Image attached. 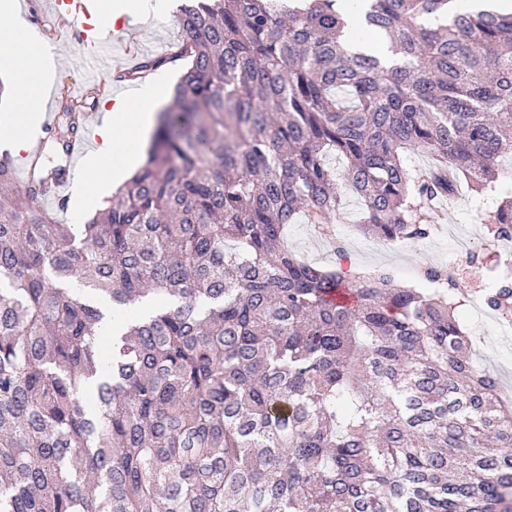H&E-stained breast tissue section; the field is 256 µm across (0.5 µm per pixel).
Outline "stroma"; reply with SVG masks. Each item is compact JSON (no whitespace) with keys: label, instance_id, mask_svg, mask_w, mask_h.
<instances>
[{"label":"stroma","instance_id":"obj_1","mask_svg":"<svg viewBox=\"0 0 512 512\" xmlns=\"http://www.w3.org/2000/svg\"><path fill=\"white\" fill-rule=\"evenodd\" d=\"M179 3L169 0L167 9L148 12L128 26V35L140 44L144 54L165 53L177 40L175 14ZM503 167L505 172L493 190L479 194L463 190L452 199L436 202L428 213L435 231L419 243L387 245L360 234L355 226L362 218V205L350 192L343 197L341 215L331 224L328 238L317 237L313 225L301 220L289 225L285 243L305 260L326 268L343 260L363 269L390 270L402 286L417 284L426 268L451 266L456 272V294L468 302L486 289L485 262L461 254L455 239L466 235L480 243L486 241V214L512 196V154L504 159ZM459 316L475 335L476 363L496 374L502 393L512 394V339L501 335L494 312L486 309L478 313L466 305Z\"/></svg>","mask_w":512,"mask_h":512}]
</instances>
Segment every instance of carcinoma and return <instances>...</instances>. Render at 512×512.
Masks as SVG:
<instances>
[{
    "instance_id": "1",
    "label": "carcinoma",
    "mask_w": 512,
    "mask_h": 512,
    "mask_svg": "<svg viewBox=\"0 0 512 512\" xmlns=\"http://www.w3.org/2000/svg\"><path fill=\"white\" fill-rule=\"evenodd\" d=\"M343 2L184 0L180 40L129 75L185 62L149 158L82 224L35 205L62 166L23 190L0 156V512H512V405L455 280L396 288L284 245L300 212L339 218L341 183L396 244L497 181L512 13L364 0L386 65L350 51ZM94 94H60L57 155ZM488 224L512 234V198ZM484 304L512 309V279Z\"/></svg>"
}]
</instances>
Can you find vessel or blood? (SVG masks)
<instances>
[{"mask_svg": "<svg viewBox=\"0 0 512 512\" xmlns=\"http://www.w3.org/2000/svg\"><path fill=\"white\" fill-rule=\"evenodd\" d=\"M95 16L96 0H47V7L41 10L37 24L47 27L50 46L58 48L70 41L83 57L100 61L111 57L114 43L98 32L94 25ZM101 125L99 113L85 114L84 133L69 142L65 157L66 172L50 199L51 205H64L72 196L79 161L99 144L97 131Z\"/></svg>", "mask_w": 512, "mask_h": 512, "instance_id": "vessel-or-blood-1", "label": "vessel or blood"}]
</instances>
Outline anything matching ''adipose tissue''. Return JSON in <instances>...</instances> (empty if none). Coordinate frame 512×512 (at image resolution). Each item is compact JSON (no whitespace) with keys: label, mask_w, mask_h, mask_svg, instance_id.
Returning a JSON list of instances; mask_svg holds the SVG:
<instances>
[{"label":"adipose tissue","mask_w":512,"mask_h":512,"mask_svg":"<svg viewBox=\"0 0 512 512\" xmlns=\"http://www.w3.org/2000/svg\"><path fill=\"white\" fill-rule=\"evenodd\" d=\"M14 0H0V17H11L10 25L0 28V69L10 70L17 92L28 102L24 122L18 125L10 140L14 150L26 149L41 110L44 92L55 66L53 52L28 33L21 18L15 15ZM165 100L163 87L147 80L137 97L115 100L105 112L100 135L102 144L84 164L86 190L81 206L114 192L128 173L139 164L150 143L157 121V109Z\"/></svg>","instance_id":"ef3b65f1"}]
</instances>
